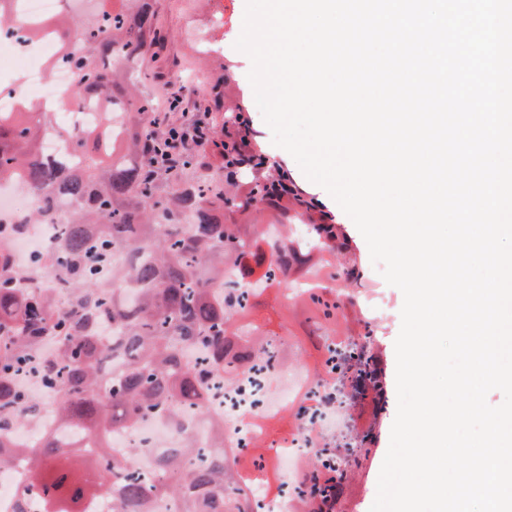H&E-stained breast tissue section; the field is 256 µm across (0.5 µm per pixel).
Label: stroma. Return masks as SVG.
Instances as JSON below:
<instances>
[{
    "label": "stroma",
    "instance_id": "1",
    "mask_svg": "<svg viewBox=\"0 0 512 512\" xmlns=\"http://www.w3.org/2000/svg\"><path fill=\"white\" fill-rule=\"evenodd\" d=\"M245 8L246 0H156L157 29L167 37L165 75L155 78L152 62L144 60L130 67L131 80L157 98L168 92L180 93L183 110L171 114L174 122L181 121L183 112L202 111L211 83L221 81L225 103L243 112L252 148L272 162L271 167L259 171V179H272L279 172H287L293 188L309 203L308 210L301 214H288L261 205L247 216V223L319 224L338 219L343 236L337 241V249L318 256L316 266H332L339 271L354 266L366 277L381 272V265L372 262L368 245L350 217L341 214L333 198L305 176L286 150L273 144L272 131L262 117L247 78L251 61L235 47L242 31ZM377 288L387 300L386 312L375 329L387 400L377 420L363 422L371 439L372 459L346 483L347 498L354 512H369L376 499L378 476L397 409L394 343L401 327L404 297L400 289L386 281H378Z\"/></svg>",
    "mask_w": 512,
    "mask_h": 512
}]
</instances>
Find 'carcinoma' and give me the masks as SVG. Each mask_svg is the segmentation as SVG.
<instances>
[{
    "label": "carcinoma",
    "mask_w": 512,
    "mask_h": 512,
    "mask_svg": "<svg viewBox=\"0 0 512 512\" xmlns=\"http://www.w3.org/2000/svg\"><path fill=\"white\" fill-rule=\"evenodd\" d=\"M133 3L116 9L112 0H93L36 23L37 31L56 37L76 77L64 106L98 108V123L69 135L70 153L44 150L49 132L59 130L58 113L31 103L28 118L17 121L0 111V181L22 178L21 186L42 202L32 218L45 215L59 194L81 201L64 218L65 239L50 266L69 292L65 311L50 288L15 291L18 272L0 238V463L25 461L28 479L43 488L45 512H85L87 500L103 498L112 499V512H158L164 500L179 502L182 512H239L224 456L205 454L186 439L163 449L145 477L132 469L137 449L115 448L110 437L148 417L179 425L182 407L204 409L209 383L250 360L228 352L247 310L234 289L220 297L215 284L246 245L256 265L263 264L264 232L236 217L274 200L287 181L241 179L269 159L241 150L247 129L234 113L226 121L238 125L237 138H224L220 152L223 196H212L202 176L163 179L168 170L145 147L156 102L130 93L117 72L122 59L160 55L153 0ZM117 113L126 127L124 154L103 156L89 139ZM187 206L195 223L169 221ZM115 249L131 253L132 267L118 271L119 284L111 286L99 280V268ZM127 288L138 292L133 311ZM48 340L52 354L43 353ZM190 347L206 350V357L184 361ZM27 370L53 394L59 426L80 439L64 448L49 429L30 446L7 441L15 425L37 422L46 409L44 399L16 386ZM87 460L93 468L81 466Z\"/></svg>",
    "instance_id": "1"
}]
</instances>
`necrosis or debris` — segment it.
I'll list each match as a JSON object with an SVG mask.
<instances>
[{"mask_svg": "<svg viewBox=\"0 0 512 512\" xmlns=\"http://www.w3.org/2000/svg\"><path fill=\"white\" fill-rule=\"evenodd\" d=\"M58 0H23L19 21L0 34V109L7 110L22 98L52 106L74 89L73 73L57 64L47 72L46 61H56L57 43L51 33L34 38L28 23L52 17ZM38 200L14 181L0 182V228L9 230L8 256L20 274L19 283L28 292L54 289L60 308H67L69 295L56 285L43 258L52 256L63 243L62 216L74 206L60 199L51 203L50 214L33 224L29 216ZM268 241L288 242L300 260L329 250L308 224H269ZM225 285L235 287L251 306L275 302L317 299L341 312L374 316L384 312V299L365 288H344L335 271L315 282L295 281L288 274L270 280L266 273L241 278L236 268L224 270ZM307 338L279 328L268 336L265 351L254 368L233 371L226 382L209 389L214 418L224 423L226 460L250 455L251 466L236 468V488L242 512H300L304 502L314 501L320 512H346L344 500L328 489L325 476L359 470L367 446L359 424L361 411L374 399L370 379L357 375L350 364L358 356L371 355L377 347L372 324L350 334L323 324L307 325ZM284 426L269 432L274 418ZM182 429L166 419L143 421L114 435L118 448H141L136 470L149 471L157 448L178 442L183 433L205 440L207 430L192 409L182 415ZM26 465L22 460L0 468V512H43L42 498L26 492Z\"/></svg>", "mask_w": 512, "mask_h": 512, "instance_id": "necrosis-or-debris-1", "label": "necrosis or debris"}]
</instances>
